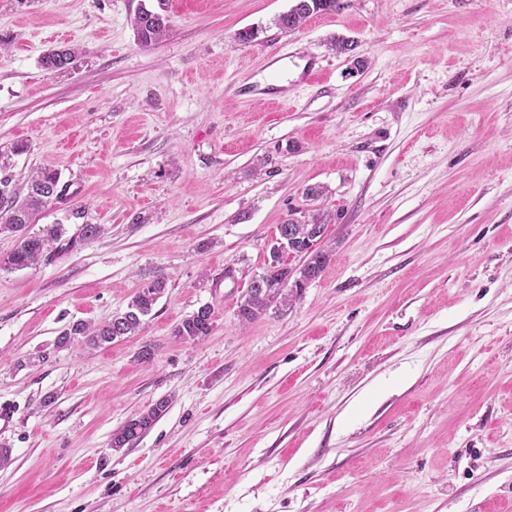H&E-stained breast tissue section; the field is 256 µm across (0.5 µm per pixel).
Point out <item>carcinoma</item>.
Instances as JSON below:
<instances>
[{
    "mask_svg": "<svg viewBox=\"0 0 512 512\" xmlns=\"http://www.w3.org/2000/svg\"><path fill=\"white\" fill-rule=\"evenodd\" d=\"M341 8V0H296V3L276 19L281 30H295L313 15L334 12ZM133 27L138 43L143 47L151 46L166 37L170 24L168 16L155 8L141 4L135 13ZM75 58V51L66 48L62 52L51 50L41 57V65L47 70H62L69 67ZM67 186L60 184V173L53 169H44L28 182L25 192L12 186L9 179H0V232L15 233L18 244L6 258L0 260V266L10 269H24L37 263L41 258L59 247L75 248L87 241L98 238L104 231L100 224H83L77 232L65 237L66 229L62 224H48L38 233H29V224L43 209L58 204L66 198ZM308 224H325L324 218L316 213L310 219L295 224L285 220L278 228L297 229L293 248L297 253L308 250L313 235L305 230ZM330 252L319 249L309 259L305 267L304 282L309 284L318 279L330 262ZM287 271L274 250H269V258L260 283L252 286L243 295L238 305V318L250 323L267 314L273 308L276 312L292 304L300 289L286 287ZM164 278L157 277L143 285L128 303L127 310L115 315L103 323L92 325L75 322L58 337L57 347L64 348L81 341L89 346L111 343L118 338L136 335L145 318L165 292ZM212 331V312L207 306L183 318L173 330V336L186 340H202ZM169 407V400L161 399L150 405L137 417L127 421L112 433L111 446L120 450L146 433L163 416Z\"/></svg>",
    "mask_w": 512,
    "mask_h": 512,
    "instance_id": "cac0c4a2",
    "label": "carcinoma"
}]
</instances>
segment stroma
<instances>
[{
  "label": "stroma",
  "mask_w": 512,
  "mask_h": 512,
  "mask_svg": "<svg viewBox=\"0 0 512 512\" xmlns=\"http://www.w3.org/2000/svg\"><path fill=\"white\" fill-rule=\"evenodd\" d=\"M140 2L0 0V175L67 183L31 231L106 228L0 268V512H512V0H342L295 31L294 0H166L146 48ZM292 213L332 259L241 323ZM157 276L138 335L56 347ZM204 305L211 335L175 339ZM133 27L138 43L148 47L166 37L170 24L168 16L141 3L135 13ZM169 405L168 399L158 400L136 418L127 421L123 426L113 431L111 439L112 448L118 451L141 437L166 413Z\"/></svg>",
  "instance_id": "stroma-1"
}]
</instances>
